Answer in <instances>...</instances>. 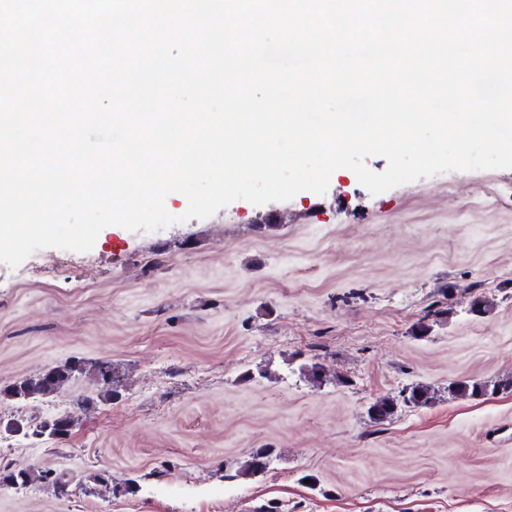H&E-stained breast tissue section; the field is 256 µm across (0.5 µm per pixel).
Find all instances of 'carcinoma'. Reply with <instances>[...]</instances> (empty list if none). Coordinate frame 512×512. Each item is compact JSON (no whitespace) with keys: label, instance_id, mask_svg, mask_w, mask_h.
I'll return each instance as SVG.
<instances>
[{"label":"carcinoma","instance_id":"cac0c4a2","mask_svg":"<svg viewBox=\"0 0 512 512\" xmlns=\"http://www.w3.org/2000/svg\"><path fill=\"white\" fill-rule=\"evenodd\" d=\"M91 377L100 386V398L108 401L115 397L114 368L108 360H98L87 363L74 359L61 365L44 369L39 374L22 381L0 387V399L14 401L48 398L60 392L75 376ZM512 390V380H501L494 383L476 380H457L448 384V394L463 399H481L499 392ZM436 400L435 391L423 384H416L404 389L398 396H386L377 399L368 408L370 419L380 422L390 418L402 402L406 405L428 406ZM74 426V418L70 414L55 415L50 421L37 423V433L44 440H61L67 437ZM270 453L256 452L246 461L244 474L255 476L263 474L268 469ZM34 481L51 484L59 490H64L70 482V476L64 471L47 469L36 471L30 467L15 463L0 464V485L23 487Z\"/></svg>","mask_w":512,"mask_h":512}]
</instances>
